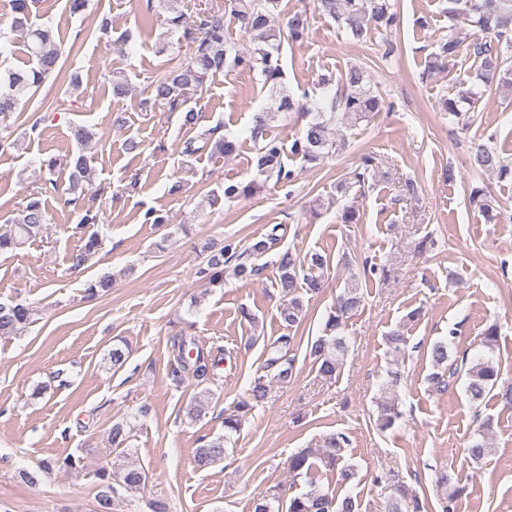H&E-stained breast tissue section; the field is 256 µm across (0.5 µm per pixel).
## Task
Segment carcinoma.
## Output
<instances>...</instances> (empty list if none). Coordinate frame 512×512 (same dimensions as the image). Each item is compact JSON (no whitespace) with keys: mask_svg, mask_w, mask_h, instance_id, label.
<instances>
[{"mask_svg":"<svg viewBox=\"0 0 512 512\" xmlns=\"http://www.w3.org/2000/svg\"><path fill=\"white\" fill-rule=\"evenodd\" d=\"M228 9L238 25L239 31L250 38L253 47L242 50L224 31L225 11L213 6L196 10L199 24L189 27L184 13L170 5V0H147V9L159 7L168 13L165 18V38H177L185 43L184 58L171 63L167 74L160 80L147 85L146 96L139 106L144 112L163 108L181 114L183 125L199 129L196 136L183 144L182 154L191 157L203 151L212 156L231 157L237 153L239 142L226 135L218 134L216 128L203 125L205 115L198 108L207 79L224 72L241 71L259 77L262 88L268 90L269 98L275 101L276 108L263 111L255 117L250 130V140L255 153L257 175L247 182L224 184V201L235 202L250 198L261 191L264 183L273 179L277 183H290L294 172L289 169L283 156L286 154L307 164H314L330 155L338 153L345 146L340 128L354 126L368 120L374 113L391 104L384 101L374 90L368 72L362 65L352 64L340 75L339 93L323 101L317 107L311 120L300 134L291 141L289 149L273 131V122L278 113L292 112L299 107V100L288 94L284 84V73L280 56L284 43H296L309 35L311 16L307 10L297 9L288 18L286 30L274 26L275 15L279 12L280 0H227ZM36 0H12L14 14L12 28L24 34L28 64L22 69L0 70V149L10 145L11 126L7 121L20 105L29 101L42 84L61 69L60 48L53 29L49 26L34 27L29 24L32 6ZM315 9L333 19L349 40L362 44L370 40L373 31L388 30L398 23V15L393 11L391 0H316ZM448 20L455 26L473 28V38L467 46L454 35L438 43L431 53L430 69L445 68L465 54L472 58L473 72L461 81L464 89L454 98L443 99L442 108L449 115L459 119L468 112L478 99V93L468 86L476 80L490 89L496 87L512 92V0H448L446 9ZM112 98L123 100L132 88L124 75L115 72L109 79ZM474 172L494 173L500 179L512 178V161L502 156L493 147L481 144L476 146L469 157ZM68 187L62 191L64 203L84 210L79 220L80 228L99 221L98 214L83 209L81 204L83 184L92 181L93 169L88 158L80 154L71 163ZM379 170L376 157L366 155L361 165L346 173L336 191L345 198L351 189L363 187L370 179L376 178ZM493 197L486 185L472 188L470 203L486 216L492 213ZM48 224V209L43 194H31L10 220L9 228L0 233V255L13 252L25 243L44 233ZM282 226L275 224L268 233L252 242L247 248L238 250L228 243L218 250L205 244L202 274L210 285L224 283V265L235 262L237 276L250 279L260 275L264 266L256 260L267 255L280 241ZM102 238L94 231L86 238L82 249L70 257L71 267L80 268L91 260L100 246ZM276 288L283 298L279 311V322L284 333L274 338L265 348L264 375L257 377L248 391V397L237 405V410H250L267 399L268 381L288 383L296 374V358L291 353L295 337L291 330L297 328L304 309L299 290L306 289L312 294H320L325 288L324 272L330 268V259L318 251H311L299 257L286 250L276 256ZM363 272L357 277L350 275L342 293L336 298L324 322L322 335L308 343L309 357L317 376L334 379L341 370L347 343L343 330L345 319L363 306L362 282L374 275L387 277V270L381 268L371 258L362 261ZM112 289V278L101 276L87 283L89 296H106ZM34 310L23 301L0 302V336H15L32 323ZM498 342V326L492 324L484 330L481 344L487 354L477 358L466 370L464 390L470 403L480 405L495 389L499 377L498 363L494 349ZM194 341L180 336L174 339L177 350L176 365L173 368L174 380L181 382L185 377L192 378L201 391L194 394L186 407V417L191 421L200 419L208 407L211 389L208 383L216 366L210 355L199 349L196 355L186 354L187 345ZM129 357L126 347L115 344L107 353L109 365L118 370ZM430 358L436 372L430 381L434 388L444 390L450 384L457 368L449 363L448 341L439 340L430 348ZM391 381L381 392L378 401L377 427L381 431L392 428L402 416L394 391L399 373L390 372ZM241 426L239 416L232 414L224 418V434L213 439L203 437L199 448L194 451V462L200 468H208L224 461L227 457L231 437ZM132 426L128 421L116 422L109 431V440L114 448H126L131 438ZM349 437L344 433H330L322 440V446L312 450L305 448L292 456L289 469L308 478L310 490L283 500L278 491L269 492L253 500L252 512H361V503L350 496L337 494L336 489L324 487L317 476L322 471L336 475V483L346 485L356 478L355 469L342 464L344 448L348 447ZM471 464L477 465L485 458L488 447L485 437L475 438L465 448ZM77 467L75 458L67 455L42 463L34 472L25 471L22 477L29 484L39 482L41 476L55 469ZM100 481L97 495V512H114L116 490L112 478L116 477L130 490L139 489L147 481L144 468L134 460L119 464L117 475L102 468L97 473ZM378 486L384 484L391 494L384 512H421L423 504L419 497L393 477L381 473L374 477ZM437 483L446 490L440 500V512H454L456 499L464 492L458 474L446 468L437 475Z\"/></svg>","mask_w":512,"mask_h":512,"instance_id":"carcinoma-1","label":"carcinoma"}]
</instances>
